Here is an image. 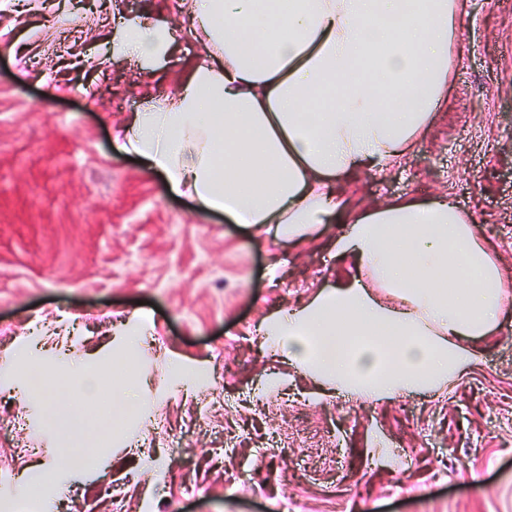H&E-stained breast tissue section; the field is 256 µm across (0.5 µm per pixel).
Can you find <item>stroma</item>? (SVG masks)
Wrapping results in <instances>:
<instances>
[{"instance_id":"35a3bbf8","label":"stroma","mask_w":512,"mask_h":512,"mask_svg":"<svg viewBox=\"0 0 512 512\" xmlns=\"http://www.w3.org/2000/svg\"><path fill=\"white\" fill-rule=\"evenodd\" d=\"M436 122L399 166L361 169L352 206L448 194L512 280V0H458ZM178 0H0V512L60 449L88 456L66 512H512V287L479 360L439 393L370 403L302 375L262 322L337 284L330 242L258 244L120 150L133 113L205 60ZM177 32L162 64L113 61L115 19ZM140 330L127 356L119 335ZM103 379L134 370L141 409L66 402L58 345ZM37 350L49 395L19 385ZM225 435L235 455L219 458Z\"/></svg>"}]
</instances>
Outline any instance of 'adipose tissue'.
Listing matches in <instances>:
<instances>
[{
  "label": "adipose tissue",
  "instance_id": "adipose-tissue-1",
  "mask_svg": "<svg viewBox=\"0 0 512 512\" xmlns=\"http://www.w3.org/2000/svg\"><path fill=\"white\" fill-rule=\"evenodd\" d=\"M188 8L209 60L136 113L120 147L201 208L288 240L343 211L354 168L392 166L434 121L465 23L457 0H290L284 17L256 0ZM172 39L126 23L113 53L158 58ZM400 99L407 110H393ZM344 224L335 252L353 275L267 318L264 335L339 393L382 402L444 389L476 362L506 294L475 224L445 198Z\"/></svg>",
  "mask_w": 512,
  "mask_h": 512
}]
</instances>
